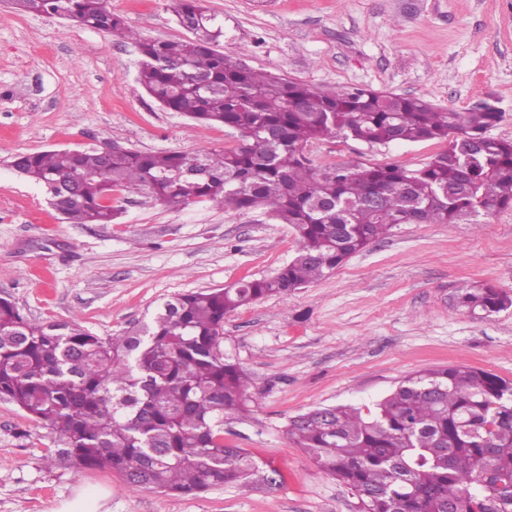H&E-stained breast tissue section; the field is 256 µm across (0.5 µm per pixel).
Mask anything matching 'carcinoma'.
<instances>
[{"label": "carcinoma", "mask_w": 512, "mask_h": 512, "mask_svg": "<svg viewBox=\"0 0 512 512\" xmlns=\"http://www.w3.org/2000/svg\"><path fill=\"white\" fill-rule=\"evenodd\" d=\"M10 2L132 41L150 96L238 133L236 147L220 150L17 155L13 168L45 189L63 222L110 224L114 195L142 192L176 209L263 208L297 235L296 255L274 274L180 294L122 335L103 338L76 320L34 323L0 298V401L56 435L52 466L112 470L162 493L275 472L224 444V415L247 411L251 388L224 352L225 317L322 279L397 224H478L512 206V141L488 135L501 120L489 105L441 109L367 88L327 93L254 70L219 50L224 20L206 0H173L178 23H190L191 36L178 41L138 39L109 0ZM336 138L448 147L417 169L310 167L305 145ZM456 306L488 316L512 297L466 289ZM283 433L357 497L358 512H512V382L493 373L420 370L367 410L318 407L288 418Z\"/></svg>", "instance_id": "cac0c4a2"}]
</instances>
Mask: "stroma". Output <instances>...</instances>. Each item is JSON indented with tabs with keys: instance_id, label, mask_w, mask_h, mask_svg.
Returning <instances> with one entry per match:
<instances>
[{
	"instance_id": "obj_1",
	"label": "stroma",
	"mask_w": 512,
	"mask_h": 512,
	"mask_svg": "<svg viewBox=\"0 0 512 512\" xmlns=\"http://www.w3.org/2000/svg\"><path fill=\"white\" fill-rule=\"evenodd\" d=\"M171 0H109L142 38L181 40ZM224 20L225 55L338 92L369 87L442 109L493 105L512 141V0H207ZM134 43L0 0V297L30 321L73 319L106 337L149 321L172 297L271 275L296 232L259 211L200 203L174 210L120 194L115 224H66L11 161L46 149L117 144L141 152L236 146L235 133L159 105L139 84ZM423 141L309 142L317 170L397 163L444 150ZM512 295V206L478 224H400L323 279L263 298L224 320V350L252 380L247 418L224 442L277 469L274 486L189 494L135 489L117 473L49 467V428L0 401V512H58L104 489L106 512H356V499L277 427L336 404L369 405L413 372L446 366L512 380V307L486 318L456 297Z\"/></svg>"
}]
</instances>
